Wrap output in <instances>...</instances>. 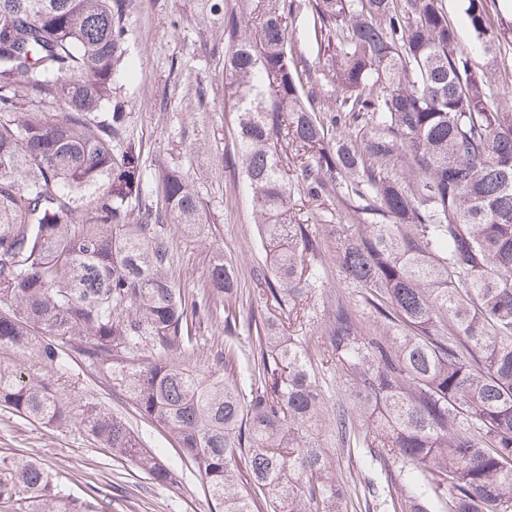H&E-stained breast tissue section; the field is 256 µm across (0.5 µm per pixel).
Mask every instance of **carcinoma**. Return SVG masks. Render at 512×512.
<instances>
[{"label": "carcinoma", "instance_id": "carcinoma-1", "mask_svg": "<svg viewBox=\"0 0 512 512\" xmlns=\"http://www.w3.org/2000/svg\"><path fill=\"white\" fill-rule=\"evenodd\" d=\"M132 0H0V349L59 370L77 355L166 428L219 512H512V98L480 57L512 28L466 0L459 46L443 0H222L230 134L269 265L253 281L286 322L250 318L259 353L194 360L191 307L169 278V223L204 206L183 173L145 190L117 80ZM314 43L299 45L300 24ZM329 84L332 90L324 91ZM62 111L53 112L54 106ZM343 208L336 265L357 288L314 364L300 318L324 237L294 197ZM208 294L240 284L223 254ZM353 384L330 410L319 370ZM0 406L70 421L55 382L0 360ZM80 423L162 485L177 474L119 415ZM361 451L381 484L338 479L318 432ZM5 512H107L43 464L0 458Z\"/></svg>", "mask_w": 512, "mask_h": 512}]
</instances>
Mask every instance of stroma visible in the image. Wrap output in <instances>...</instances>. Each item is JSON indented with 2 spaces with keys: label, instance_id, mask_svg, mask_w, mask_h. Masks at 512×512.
<instances>
[{
  "label": "stroma",
  "instance_id": "obj_1",
  "mask_svg": "<svg viewBox=\"0 0 512 512\" xmlns=\"http://www.w3.org/2000/svg\"><path fill=\"white\" fill-rule=\"evenodd\" d=\"M129 22L127 75L121 82L122 96L133 103L127 134L142 145L148 180L174 166L189 177L209 222L201 235L172 228L173 283L187 300H201L211 261L223 253L239 270L235 309L241 319L265 314L266 295L250 275L265 265L266 253L241 168L229 157L235 114L224 94V26L203 0H136ZM323 263V286L311 299V322L302 330L304 348L314 361L337 296L350 290L336 265L334 237L325 239ZM211 306V315L194 319L191 328L197 357L207 359L228 345L245 356L256 353L255 331L243 328L225 338L224 303L215 299ZM57 388L73 407L91 400L124 417L144 448L177 473V483L156 485L134 461L98 447L78 420L48 426L1 406L0 454L21 452L40 460L59 474L65 492L87 500L108 498L109 512H215L201 476L185 463L174 437L80 358L67 360ZM322 440L333 450L338 477L378 480L377 466L338 448L330 430H323Z\"/></svg>",
  "mask_w": 512,
  "mask_h": 512
}]
</instances>
